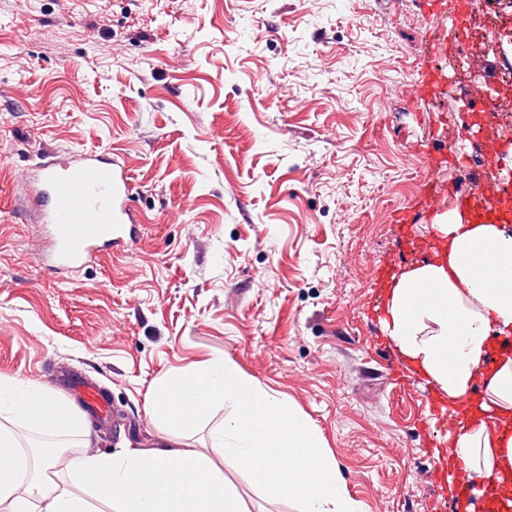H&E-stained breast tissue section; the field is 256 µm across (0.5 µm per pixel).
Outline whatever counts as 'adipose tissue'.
<instances>
[{"mask_svg": "<svg viewBox=\"0 0 512 512\" xmlns=\"http://www.w3.org/2000/svg\"><path fill=\"white\" fill-rule=\"evenodd\" d=\"M445 255L411 267L387 291V336L433 384L457 402L483 381L482 407L512 419V357L486 373L491 334L512 332V231L439 216ZM227 417L200 451L186 439L215 407ZM161 447L69 456L65 465L22 443L90 430L47 387L0 377V512H247L217 465L233 458L251 482L300 512H359L320 428L268 393L231 361L215 357L157 383L148 401ZM448 451L468 477L512 481V436L461 412Z\"/></svg>", "mask_w": 512, "mask_h": 512, "instance_id": "1", "label": "adipose tissue"}]
</instances>
